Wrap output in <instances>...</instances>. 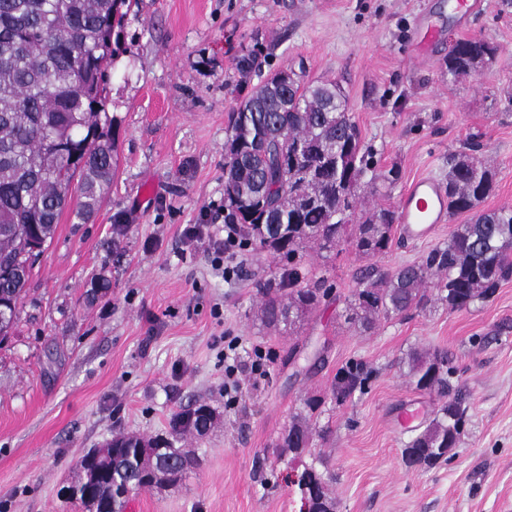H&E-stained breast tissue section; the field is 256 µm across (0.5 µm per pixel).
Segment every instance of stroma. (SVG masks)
Wrapping results in <instances>:
<instances>
[{
	"label": "stroma",
	"mask_w": 512,
	"mask_h": 512,
	"mask_svg": "<svg viewBox=\"0 0 512 512\" xmlns=\"http://www.w3.org/2000/svg\"><path fill=\"white\" fill-rule=\"evenodd\" d=\"M444 20L442 42L420 53L421 6ZM498 47L479 75L448 81L443 62L461 38ZM256 50L261 73L291 69L343 90L362 143L394 182L363 180L368 206L397 209L417 178L445 181L448 154L476 141L496 170L488 210H512V8L483 0L468 23L449 0H138L106 78L116 169L96 216L65 210L0 344V512H80L60 491L81 455L118 432L168 435L173 413L210 406L209 433L183 446L198 459L180 483L131 494L124 512H299L300 494L274 444L309 398L319 426L304 462L335 474L336 512H512V279L463 311L433 303L361 331L342 314L367 265L391 271L447 243L462 215L428 241L393 230L386 251L348 243L331 258L306 250L301 272L329 294L294 329L259 318L261 288L288 262L256 245L225 280L189 245L187 225L223 237L206 218L224 203L228 115L257 76L237 59ZM238 338L241 389L224 394V340ZM446 350L469 395V424L454 456L406 466L409 433L393 421L436 395L415 388L407 356ZM351 363L364 391L331 398Z\"/></svg>",
	"instance_id": "stroma-1"
}]
</instances>
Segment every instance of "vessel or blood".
Masks as SVG:
<instances>
[{"instance_id":"obj_1","label":"vessel or blood","mask_w":512,"mask_h":512,"mask_svg":"<svg viewBox=\"0 0 512 512\" xmlns=\"http://www.w3.org/2000/svg\"><path fill=\"white\" fill-rule=\"evenodd\" d=\"M419 44L428 48L442 38L439 20L419 14ZM400 222L404 236L411 240L428 238L437 225L448 220V199L436 179L424 176L414 180L400 198Z\"/></svg>"}]
</instances>
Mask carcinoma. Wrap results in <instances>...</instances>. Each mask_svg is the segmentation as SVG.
Wrapping results in <instances>:
<instances>
[{
    "label": "carcinoma",
    "mask_w": 512,
    "mask_h": 512,
    "mask_svg": "<svg viewBox=\"0 0 512 512\" xmlns=\"http://www.w3.org/2000/svg\"><path fill=\"white\" fill-rule=\"evenodd\" d=\"M138 0H0V312L15 326L18 305L32 275L26 244L51 243L59 218L78 183L75 218L86 223L98 210L114 175L113 144L104 82L125 20ZM497 47L483 38L456 41L445 61L448 81L477 71ZM470 144L448 157V212L466 214L448 243L424 261L391 272L363 274L345 309V321L368 332L381 317L423 310L433 301L453 311L490 300L512 277V213L484 210L496 173ZM368 149L333 81L305 82L292 70L258 81L229 117L224 144V223L237 224L247 239L288 261L280 279L262 288L263 323L294 324L319 306L328 289L303 283L300 253L313 244L331 254L350 221L355 249L375 255L387 248L399 215L362 209L356 191L370 165ZM408 375L420 390L442 401L423 429L402 449L409 465L426 468L448 461L465 434L467 407L448 353L415 351ZM369 372L361 364L340 370L332 389L338 403L364 391ZM207 405L183 409L170 423V437L118 434L88 460L70 487L83 512H123L129 495L157 483L176 484L195 459L175 446L212 427ZM310 417L297 414L278 437L279 456L310 452ZM332 474L306 464L296 482L308 512H336Z\"/></svg>",
    "instance_id": "cac0c4a2"
}]
</instances>
